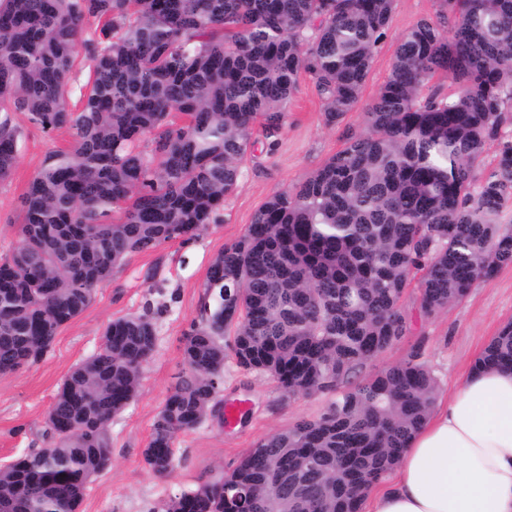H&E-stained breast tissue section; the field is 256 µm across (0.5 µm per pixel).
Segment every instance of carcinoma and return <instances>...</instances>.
Segmentation results:
<instances>
[{
    "instance_id": "obj_1",
    "label": "carcinoma",
    "mask_w": 512,
    "mask_h": 512,
    "mask_svg": "<svg viewBox=\"0 0 512 512\" xmlns=\"http://www.w3.org/2000/svg\"><path fill=\"white\" fill-rule=\"evenodd\" d=\"M394 0H0V182L21 151L14 113L73 145L46 155L0 257V374L41 360L132 255L188 243L224 211L254 122L273 136L308 74L326 126L360 103ZM398 40L365 128L296 188L272 195L210 262L183 369L144 450L216 417L226 349L290 397L333 393L229 473L163 512H362L435 406L412 354L367 367L512 263V0H441ZM94 28L85 27L90 19ZM455 84L428 88L437 74ZM150 139L151 149L140 148ZM494 149L486 176L477 164ZM230 344H224L227 333ZM48 409L47 446L0 469V512H76L112 467L109 425L156 350L151 306L110 322ZM512 368V323L475 366Z\"/></svg>"
}]
</instances>
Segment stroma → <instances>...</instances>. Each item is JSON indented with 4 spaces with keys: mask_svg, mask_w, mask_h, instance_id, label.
Returning <instances> with one entry per match:
<instances>
[{
    "mask_svg": "<svg viewBox=\"0 0 512 512\" xmlns=\"http://www.w3.org/2000/svg\"><path fill=\"white\" fill-rule=\"evenodd\" d=\"M440 0H395L386 38L377 47L362 99L370 101L385 82L399 37L420 19H437ZM23 128L18 163L0 182V255L18 241L20 198L39 171L46 154L69 147V130L47 134L28 123ZM362 107L350 112L343 125L326 127L322 101L308 75L285 109L275 146H267L263 121L252 129L255 150L243 164L235 193L224 204V220L208 225L188 244L172 241L152 252L131 256L115 270L110 282L97 288L86 310L58 333L51 351L39 362L0 376V466L41 447L47 411L70 369L96 352L104 327L113 319L142 312L152 303L156 312L157 347L145 365L136 400L115 417L111 426L112 467L93 479L81 512H161L163 504L182 491L231 471L267 436L302 419L317 417L330 394L308 398L285 396L267 375L238 367L234 358L224 366L223 404L245 402V421L228 426L207 421L179 435L172 476H156L144 461L155 418L177 381L182 365V336L196 319L199 298L211 259L242 235L255 211L273 194L301 183L313 170L342 149L347 131L362 130ZM512 321V264L477 283L458 304L412 330L377 358L370 372L419 354L448 390L469 370L493 336Z\"/></svg>",
    "mask_w": 512,
    "mask_h": 512,
    "instance_id": "stroma-1",
    "label": "stroma"
}]
</instances>
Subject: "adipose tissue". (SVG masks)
<instances>
[{"label":"adipose tissue","mask_w":512,"mask_h":512,"mask_svg":"<svg viewBox=\"0 0 512 512\" xmlns=\"http://www.w3.org/2000/svg\"><path fill=\"white\" fill-rule=\"evenodd\" d=\"M367 502L368 512H512V369L468 370Z\"/></svg>","instance_id":"adipose-tissue-1"}]
</instances>
